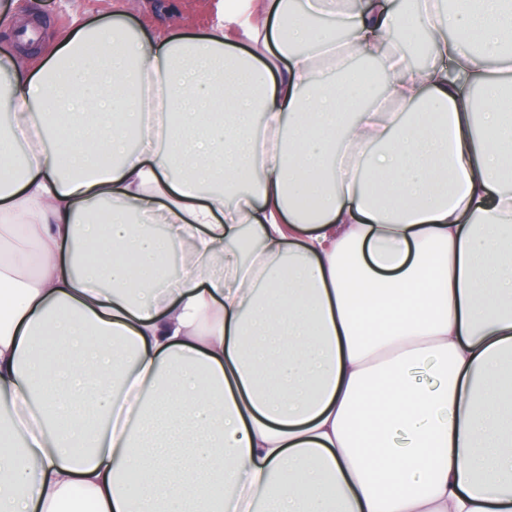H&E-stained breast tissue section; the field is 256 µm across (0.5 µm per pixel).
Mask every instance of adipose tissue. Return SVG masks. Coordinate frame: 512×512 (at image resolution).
I'll return each instance as SVG.
<instances>
[{"instance_id": "ef3b65f1", "label": "adipose tissue", "mask_w": 512, "mask_h": 512, "mask_svg": "<svg viewBox=\"0 0 512 512\" xmlns=\"http://www.w3.org/2000/svg\"><path fill=\"white\" fill-rule=\"evenodd\" d=\"M389 2L0 61V512H512V0Z\"/></svg>"}]
</instances>
